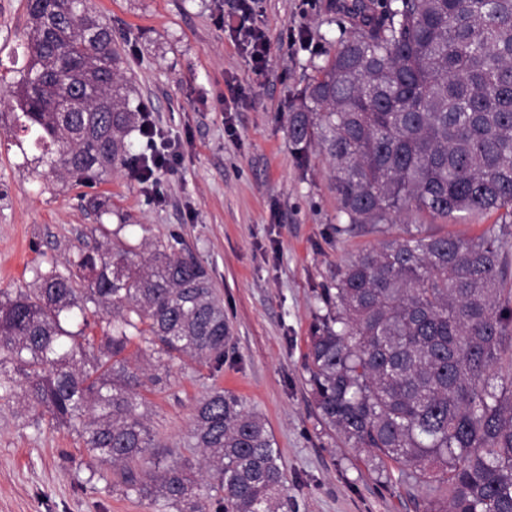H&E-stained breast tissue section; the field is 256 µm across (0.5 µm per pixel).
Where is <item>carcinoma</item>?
I'll use <instances>...</instances> for the list:
<instances>
[{
    "instance_id": "obj_1",
    "label": "carcinoma",
    "mask_w": 512,
    "mask_h": 512,
    "mask_svg": "<svg viewBox=\"0 0 512 512\" xmlns=\"http://www.w3.org/2000/svg\"><path fill=\"white\" fill-rule=\"evenodd\" d=\"M339 47L315 67L288 135L329 157L349 224L412 211L512 224V0H347ZM26 62L7 92L38 163L83 184L129 163L132 107L112 23L92 0H26ZM101 229L68 268L0 292V390L24 378L28 406L76 431L91 465L173 512H287L281 451L234 392L194 408L201 458L157 442L140 389L166 362L220 368L224 303L189 251L139 247ZM512 240L391 238L339 270L310 337L307 370L323 422L441 495L423 512H512ZM109 316L97 353L87 347ZM146 344L127 353L133 339Z\"/></svg>"
}]
</instances>
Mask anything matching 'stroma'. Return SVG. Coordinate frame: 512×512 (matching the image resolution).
I'll use <instances>...</instances> for the list:
<instances>
[{"instance_id":"obj_1","label":"stroma","mask_w":512,"mask_h":512,"mask_svg":"<svg viewBox=\"0 0 512 512\" xmlns=\"http://www.w3.org/2000/svg\"><path fill=\"white\" fill-rule=\"evenodd\" d=\"M95 3L124 50L133 101L175 160L147 183L127 168L88 186L46 180L31 141L9 145L11 100L0 97V290L31 287L34 267L64 265L103 225L136 244L182 243L207 268L233 339L220 368L170 362L166 385L147 395L157 439L193 456L194 403L219 386L268 421L293 512H421L426 486L381 478L322 422L309 338L324 289L361 250L409 232L476 236L493 217L454 224L413 212L393 226L347 224L326 156L298 152L288 136L292 104L339 38L330 0H248L241 10L231 0ZM25 24V0H0V74ZM242 26L267 39L262 74ZM89 461L76 432L38 415L20 390L0 396V512H160Z\"/></svg>"}]
</instances>
